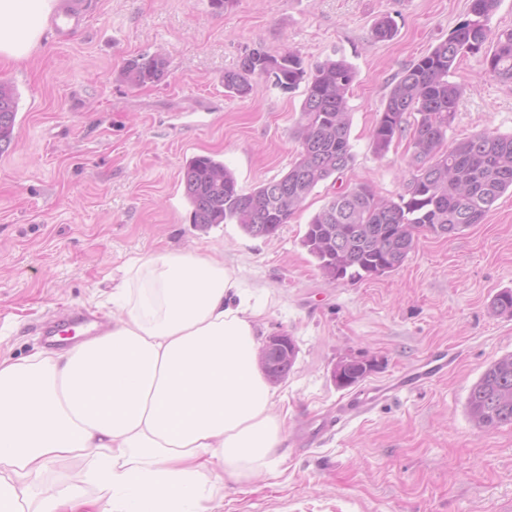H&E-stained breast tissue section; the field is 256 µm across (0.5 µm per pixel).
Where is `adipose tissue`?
<instances>
[{
  "instance_id": "ef3b65f1",
  "label": "adipose tissue",
  "mask_w": 512,
  "mask_h": 512,
  "mask_svg": "<svg viewBox=\"0 0 512 512\" xmlns=\"http://www.w3.org/2000/svg\"><path fill=\"white\" fill-rule=\"evenodd\" d=\"M60 0H0V59L42 48ZM110 328L46 356H0V512H213L214 482L252 484L286 419L235 271L212 254L131 258ZM81 483L32 500L50 465Z\"/></svg>"
}]
</instances>
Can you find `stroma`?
<instances>
[{"instance_id":"35a3bbf8","label":"stroma","mask_w":512,"mask_h":512,"mask_svg":"<svg viewBox=\"0 0 512 512\" xmlns=\"http://www.w3.org/2000/svg\"><path fill=\"white\" fill-rule=\"evenodd\" d=\"M467 9L468 0H226L219 9L210 0H93L69 41L49 31L28 60L0 64L24 115L0 154V355L43 352L37 325L48 317L109 321L112 278L130 258L218 252L261 311L259 340L282 331L297 351L276 384L288 411L280 457L264 480L226 486L218 512H512V425L481 430L466 412L482 372L512 353V317L491 307L512 289V193L459 234L420 233L399 269L361 282L326 278L302 245L341 189L404 192L407 140L381 156L372 129L401 73ZM385 17L396 32L375 39ZM256 47L308 63L341 57L356 71L352 166L319 183L267 239L236 224H191L181 183L197 154L223 159L246 192L295 162L304 86L265 75L248 97L224 91L225 71ZM155 52L168 60L160 82L121 79L129 59ZM448 79L461 89L449 140L512 134V83L486 72L482 55L458 59ZM445 346L459 360L444 377L324 436L307 434L309 422L334 420L347 399ZM350 359L375 369L338 388L333 369Z\"/></svg>"}]
</instances>
